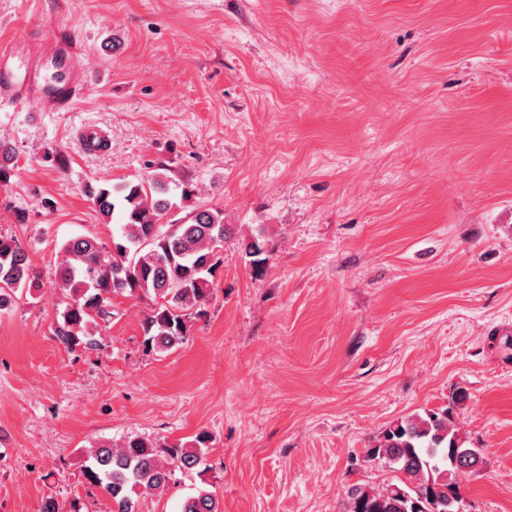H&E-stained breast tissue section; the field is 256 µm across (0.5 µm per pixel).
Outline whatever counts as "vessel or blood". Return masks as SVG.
Segmentation results:
<instances>
[{
    "mask_svg": "<svg viewBox=\"0 0 512 512\" xmlns=\"http://www.w3.org/2000/svg\"><path fill=\"white\" fill-rule=\"evenodd\" d=\"M16 46L0 43V104L31 112H66L86 89L87 63L81 40L68 26L46 38H33L25 63L15 61ZM57 61L62 74L44 73L47 61Z\"/></svg>",
    "mask_w": 512,
    "mask_h": 512,
    "instance_id": "1",
    "label": "vessel or blood"
}]
</instances>
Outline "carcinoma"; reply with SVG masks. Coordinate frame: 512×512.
Returning <instances> with one entry per match:
<instances>
[{"mask_svg": "<svg viewBox=\"0 0 512 512\" xmlns=\"http://www.w3.org/2000/svg\"><path fill=\"white\" fill-rule=\"evenodd\" d=\"M158 165L140 182L87 186V194L105 224L116 226L112 246L79 236L66 242L56 270L58 285L71 299L55 338L67 347L95 350L97 320L112 314V299L127 293L151 301L142 322L146 346L166 351L182 344L195 307L205 301L223 264L220 251L231 236L224 212L197 207L184 217L161 224L176 203L198 195L197 185L175 181ZM264 231L244 243L252 270L264 269ZM37 287L28 255L14 237L0 234V310ZM209 436L179 444H158L129 436L119 443H97L87 453L84 476L112 500V512H140L142 494L162 495L175 469L202 463L200 449ZM365 461L385 464L394 473L381 487L354 485L347 491L345 512H457L459 471L481 461L478 448L466 446L453 425V407L429 410L390 424L366 449ZM181 512H221L207 489L188 496Z\"/></svg>", "mask_w": 512, "mask_h": 512, "instance_id": "1", "label": "carcinoma"}]
</instances>
